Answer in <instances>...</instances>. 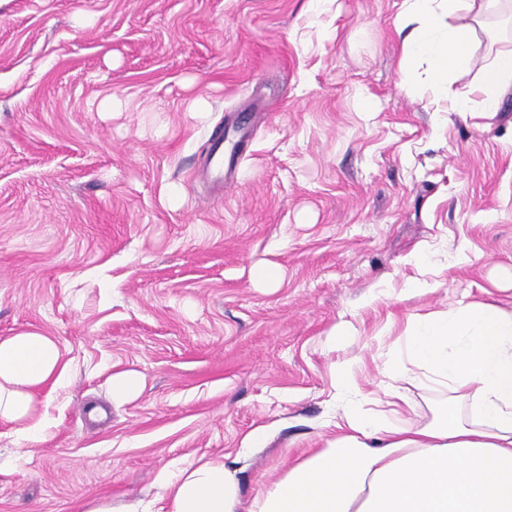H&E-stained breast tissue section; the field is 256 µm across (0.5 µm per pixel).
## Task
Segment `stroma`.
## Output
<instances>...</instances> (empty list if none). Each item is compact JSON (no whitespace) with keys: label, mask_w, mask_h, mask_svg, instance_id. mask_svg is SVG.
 I'll use <instances>...</instances> for the list:
<instances>
[{"label":"stroma","mask_w":512,"mask_h":512,"mask_svg":"<svg viewBox=\"0 0 512 512\" xmlns=\"http://www.w3.org/2000/svg\"><path fill=\"white\" fill-rule=\"evenodd\" d=\"M403 2L0 0V336L69 365L37 443L0 425V512H121L216 458L250 503L320 448L337 364L380 394L409 319L512 306V95L447 111L405 66ZM219 128L243 144L221 188ZM129 370L140 394L109 402ZM400 387L420 423L448 398Z\"/></svg>","instance_id":"35a3bbf8"}]
</instances>
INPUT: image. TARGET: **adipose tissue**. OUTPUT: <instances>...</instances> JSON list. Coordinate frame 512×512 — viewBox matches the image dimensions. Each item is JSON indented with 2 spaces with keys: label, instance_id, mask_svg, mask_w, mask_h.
I'll use <instances>...</instances> for the list:
<instances>
[{
  "label": "adipose tissue",
  "instance_id": "adipose-tissue-1",
  "mask_svg": "<svg viewBox=\"0 0 512 512\" xmlns=\"http://www.w3.org/2000/svg\"><path fill=\"white\" fill-rule=\"evenodd\" d=\"M512 22V0H409L407 67L427 61L436 93L450 75L477 68L479 110L491 115L512 94V45L476 58L474 31L492 14ZM447 388L433 419L416 424L400 410L370 414L357 364L336 367L343 406L324 421L322 448L291 467L249 506L235 469L221 460L179 467L160 478L161 495L128 512H512V310L461 302L410 320L401 354L387 362L392 379L408 367ZM67 366L57 341L40 332L0 337V424L37 441L34 391L61 386Z\"/></svg>",
  "mask_w": 512,
  "mask_h": 512
}]
</instances>
